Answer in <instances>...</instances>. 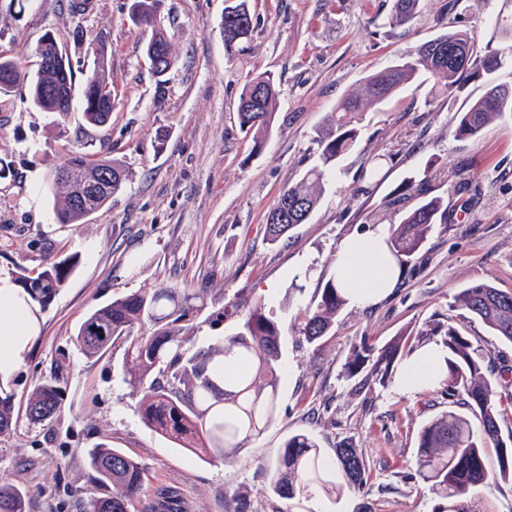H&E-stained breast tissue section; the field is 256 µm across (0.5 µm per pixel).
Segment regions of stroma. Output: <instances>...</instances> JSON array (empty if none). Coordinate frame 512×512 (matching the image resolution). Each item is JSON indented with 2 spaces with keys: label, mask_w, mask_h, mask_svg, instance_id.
Returning <instances> with one entry per match:
<instances>
[{
  "label": "stroma",
  "mask_w": 512,
  "mask_h": 512,
  "mask_svg": "<svg viewBox=\"0 0 512 512\" xmlns=\"http://www.w3.org/2000/svg\"><path fill=\"white\" fill-rule=\"evenodd\" d=\"M132 0H96L76 21L61 0H0V53L35 62L44 33L86 61L74 45L76 26L101 36L112 80V118L89 125L82 97L66 118L13 95L0 99V274L31 275L75 257L54 301L40 312L41 330L12 385L16 419L0 436V481L19 486L28 512H84L101 496L85 451L105 443L145 467L130 512H435L437 499L417 480L418 431L453 407L445 388L409 398L393 383L360 385L344 368L360 342L382 347L401 337L408 348L444 340L453 295L477 280L512 291V112L478 138L460 141L459 112L487 82L512 86V39L497 19L512 17V0H422L411 25H390L392 0H250L251 55H224L225 0H166L161 21L175 66L157 78L144 56L146 35L129 18ZM450 29L471 32L481 53L503 64L462 92H431L414 81L369 108L359 143L328 171L320 204L288 239L269 243L266 213L280 191L318 162L314 137L338 100L365 77L393 65L416 45ZM276 78L280 95L262 148L240 130L237 103L248 76ZM76 153L109 156L129 170L123 191L81 224L56 219L51 182ZM380 159L377 178L366 171ZM426 187L448 201V220L434 225L416 259L388 297L368 308L346 306L319 344L285 333L278 411L263 435L237 455L202 456L156 433L139 414L141 396L124 379L123 351L86 358L75 337L94 309L137 291L178 288L203 295L193 322L195 347L231 334L214 320L227 302L241 311L262 303L282 324L303 311L333 277L340 241L400 223L394 189ZM61 381L63 401L50 422L34 425L28 398L39 382ZM313 438L326 458L349 446L366 460L364 491L333 499L291 500L269 486L271 459L289 435Z\"/></svg>",
  "instance_id": "obj_1"
}]
</instances>
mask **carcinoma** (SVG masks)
<instances>
[{
  "label": "carcinoma",
  "instance_id": "obj_1",
  "mask_svg": "<svg viewBox=\"0 0 512 512\" xmlns=\"http://www.w3.org/2000/svg\"><path fill=\"white\" fill-rule=\"evenodd\" d=\"M165 0H132L131 20L148 33L145 49H155L163 75L175 64L167 32L157 24ZM65 9L74 18L92 11V0H66ZM421 0H393L391 20L401 26L414 21ZM224 54L241 58L251 52L254 32L249 0H235L234 12L224 15ZM87 42L93 67L82 75L83 114L93 126L104 125L112 114V81L102 40H86L83 28L74 32ZM37 69L30 73L16 60L0 55V96L24 90L29 101L43 112H59L61 98L52 94L63 86L72 101L76 74L65 49L56 39L38 43ZM501 65L495 54L477 50L468 32L446 31L400 55L390 67L369 75L359 95H347L336 105L332 123L316 139L321 165L307 171L296 183L284 188L266 215L265 232L276 243L295 224L306 223L318 208L326 171L359 143L363 112L400 92L419 75L433 80L431 90L449 95L463 90L473 77L489 75ZM279 90L274 76L259 73L247 80L239 95L237 118L240 128L253 132L255 148L262 139L277 107ZM506 112H512V86L489 83L485 94L461 113L453 131L459 139H474L484 127ZM68 180L55 178L63 193L57 212L62 224H82L104 208L122 189L128 171L118 160L76 155L60 169ZM103 176L81 205L72 196L86 174ZM448 206L440 196L422 197L409 207L401 223L392 225L390 244L400 264L410 262L421 249L433 225L445 220ZM70 272L68 261L54 264L36 276L23 272L14 281L41 309L48 307ZM347 304L334 281L327 282L317 298L295 316L291 329L312 345L326 336ZM206 308L203 296L178 288L138 291L112 300L93 310L80 324L76 342L89 358L102 356L109 347L124 348V374L141 394L142 419L157 433L182 448L212 457L225 458L262 434L277 411V381L282 357L283 326L267 315L261 304L249 309L236 323L234 332L206 349H193L189 323ZM451 310L461 320L474 318L492 335L512 344V292L489 281H474L452 297ZM138 325L150 326V334L136 336ZM444 346L448 396L461 411L444 412L419 430L415 455L416 475L438 500L436 512H492L478 494L489 475L484 448H496L498 474L512 480V433L503 435L501 415L512 408V385L504 375L512 369L495 365L473 348L470 340L448 318ZM403 344L393 341L379 349L367 345L354 348L346 363L349 376L368 370L364 382L389 381L403 356ZM62 402L59 380L38 383L28 399L26 418L32 424L52 419ZM480 420L477 437L469 416ZM15 420L12 392H0V434L11 430ZM336 466L328 465L319 445L304 433L288 437L270 467V485L275 493L290 499L313 491L334 496L344 488L363 489L369 468L354 448L335 450ZM96 481L111 488L108 495L95 497L88 512H129L144 480V467L119 448L102 443L87 450ZM0 512H26L22 489L0 482Z\"/></svg>",
  "mask_w": 512,
  "mask_h": 512
}]
</instances>
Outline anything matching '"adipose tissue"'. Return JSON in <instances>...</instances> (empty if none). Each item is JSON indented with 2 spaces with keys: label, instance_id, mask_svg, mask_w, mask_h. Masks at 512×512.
<instances>
[{
  "label": "adipose tissue",
  "instance_id": "obj_1",
  "mask_svg": "<svg viewBox=\"0 0 512 512\" xmlns=\"http://www.w3.org/2000/svg\"><path fill=\"white\" fill-rule=\"evenodd\" d=\"M387 230L340 241L334 263L336 284L348 302L357 307L376 303L396 288L400 280L399 262L389 247ZM40 333L36 307L7 276L0 275V385L9 386L27 360ZM442 345L421 347L400 365L395 390L415 396L444 383L448 376Z\"/></svg>",
  "mask_w": 512,
  "mask_h": 512
}]
</instances>
